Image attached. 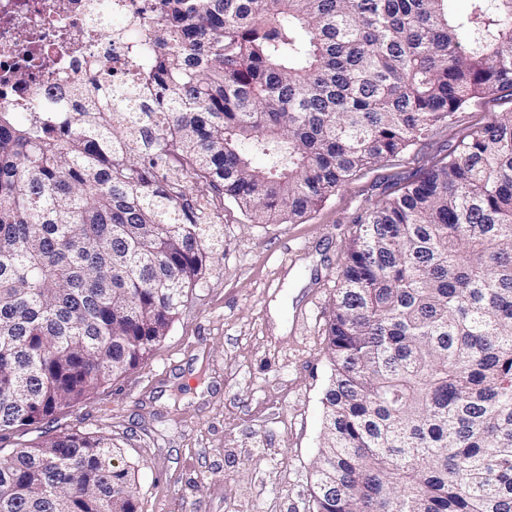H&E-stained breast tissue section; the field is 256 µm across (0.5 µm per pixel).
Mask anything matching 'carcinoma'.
<instances>
[{"mask_svg":"<svg viewBox=\"0 0 512 512\" xmlns=\"http://www.w3.org/2000/svg\"><path fill=\"white\" fill-rule=\"evenodd\" d=\"M153 92L0 112V512H138L105 436L53 433L142 362L223 248L185 194L290 223L512 90V0H162ZM260 153L265 166L252 165ZM326 322L316 512H512V113L365 208Z\"/></svg>","mask_w":512,"mask_h":512,"instance_id":"obj_1","label":"carcinoma"}]
</instances>
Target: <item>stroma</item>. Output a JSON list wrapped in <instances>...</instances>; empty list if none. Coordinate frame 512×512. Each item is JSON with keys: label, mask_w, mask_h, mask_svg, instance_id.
Instances as JSON below:
<instances>
[{"label": "stroma", "mask_w": 512, "mask_h": 512, "mask_svg": "<svg viewBox=\"0 0 512 512\" xmlns=\"http://www.w3.org/2000/svg\"><path fill=\"white\" fill-rule=\"evenodd\" d=\"M506 112L508 90L469 103L295 223L211 197L219 261L149 357L53 428L112 437L138 467L139 512H315L326 315L356 218Z\"/></svg>", "instance_id": "1"}]
</instances>
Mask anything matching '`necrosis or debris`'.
Wrapping results in <instances>:
<instances>
[{"mask_svg": "<svg viewBox=\"0 0 512 512\" xmlns=\"http://www.w3.org/2000/svg\"><path fill=\"white\" fill-rule=\"evenodd\" d=\"M158 0H0V110L71 111L64 91L90 86L144 88L157 48ZM120 19L105 32L96 19Z\"/></svg>", "mask_w": 512, "mask_h": 512, "instance_id": "necrosis-or-debris-1", "label": "necrosis or debris"}]
</instances>
